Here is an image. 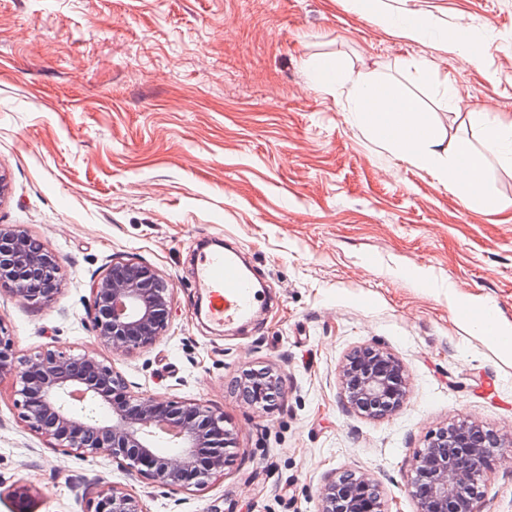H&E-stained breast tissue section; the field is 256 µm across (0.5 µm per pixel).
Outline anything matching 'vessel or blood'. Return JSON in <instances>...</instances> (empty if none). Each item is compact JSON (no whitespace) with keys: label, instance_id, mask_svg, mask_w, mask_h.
Instances as JSON below:
<instances>
[{"label":"vessel or blood","instance_id":"obj_1","mask_svg":"<svg viewBox=\"0 0 512 512\" xmlns=\"http://www.w3.org/2000/svg\"><path fill=\"white\" fill-rule=\"evenodd\" d=\"M194 283L206 296L207 318L217 326L247 320L259 301L251 276L231 250L205 253L195 267Z\"/></svg>","mask_w":512,"mask_h":512}]
</instances>
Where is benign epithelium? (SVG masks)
I'll return each mask as SVG.
<instances>
[{"instance_id": "obj_1", "label": "benign epithelium", "mask_w": 512, "mask_h": 512, "mask_svg": "<svg viewBox=\"0 0 512 512\" xmlns=\"http://www.w3.org/2000/svg\"><path fill=\"white\" fill-rule=\"evenodd\" d=\"M26 302L51 300L60 285L56 256L44 246L30 247V237L16 225H0V283ZM93 329L96 340L116 354L145 348L168 329L173 288L147 265L114 262L96 281ZM14 383L16 406L29 429L86 458L107 456L149 483L174 491L200 489L224 472L232 432L224 415L194 401H163L133 394L112 364L83 352L45 349L17 357L10 339L0 335V378ZM347 402L358 413L383 417L396 412L406 396L401 362L391 353L366 346L349 356L340 370ZM246 401L263 408L270 391L282 389L271 370L244 375ZM101 409L107 421L92 419ZM169 437L176 454L157 449ZM502 442L477 423L442 428L412 464L409 481L417 512H477L485 469ZM89 512H146L125 489L103 485ZM321 512H386L377 481L368 476L333 477L325 485Z\"/></svg>"}]
</instances>
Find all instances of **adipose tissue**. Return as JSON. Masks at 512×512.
<instances>
[{
	"label": "adipose tissue",
	"instance_id": "obj_1",
	"mask_svg": "<svg viewBox=\"0 0 512 512\" xmlns=\"http://www.w3.org/2000/svg\"><path fill=\"white\" fill-rule=\"evenodd\" d=\"M350 2L404 40L422 42L432 35L426 19L406 11H391L385 0ZM346 117L351 125L389 146L398 158L431 175L466 206L500 209L499 199L485 181L483 155L468 139H449L398 87L367 77L353 80L346 93ZM468 121L482 133L488 153L499 164L512 167V118L474 108L468 113Z\"/></svg>",
	"mask_w": 512,
	"mask_h": 512
}]
</instances>
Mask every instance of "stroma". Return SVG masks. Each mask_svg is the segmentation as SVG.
<instances>
[{"label":"stroma","mask_w":512,"mask_h":512,"mask_svg":"<svg viewBox=\"0 0 512 512\" xmlns=\"http://www.w3.org/2000/svg\"><path fill=\"white\" fill-rule=\"evenodd\" d=\"M387 2L445 38L400 40L348 0H0V225L62 269L45 303L0 285V329L21 357L113 359L132 392L200 402L234 435L223 474L173 491L30 431L4 378L0 512H89L104 481L147 512H320L324 485L345 472L374 476L387 512H416L415 454L473 421L504 443L479 512H512V357L457 308L489 301L512 326V168L487 167L502 210L465 207L346 122L347 82L322 92L305 70L314 59L376 74L448 138L471 136V109L512 117V0ZM443 79L459 107L439 108ZM204 242L236 245L261 281L248 324L219 328L198 310ZM122 260L174 291L165 335L115 357L95 339L91 287ZM367 345L407 374L403 407L384 418L352 409L339 379ZM249 369L282 378L265 408L232 389Z\"/></svg>","instance_id":"stroma-1"}]
</instances>
